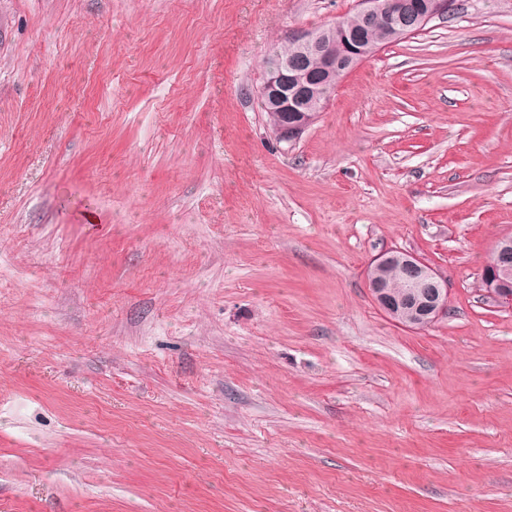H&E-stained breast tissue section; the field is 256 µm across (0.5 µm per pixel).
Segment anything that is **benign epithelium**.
<instances>
[{
  "mask_svg": "<svg viewBox=\"0 0 512 512\" xmlns=\"http://www.w3.org/2000/svg\"><path fill=\"white\" fill-rule=\"evenodd\" d=\"M452 0H358L360 18L370 23L385 20L391 35L405 38L423 30L429 22L447 15ZM299 57L287 58L269 71L259 95L270 110L278 113L276 136L295 141L316 121L327 104L321 84L337 82L346 72L374 57L384 45L352 39L336 29L302 31L291 36ZM399 275L402 292L385 276ZM481 283L485 294L512 308V234L499 237L484 265ZM368 291L377 306L409 329L429 325L448 316V282L435 268L416 254L392 248L375 256L366 278Z\"/></svg>",
  "mask_w": 512,
  "mask_h": 512,
  "instance_id": "1",
  "label": "benign epithelium"
}]
</instances>
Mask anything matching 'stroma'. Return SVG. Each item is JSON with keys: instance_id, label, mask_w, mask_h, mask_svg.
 Masks as SVG:
<instances>
[{"instance_id": "stroma-1", "label": "stroma", "mask_w": 512, "mask_h": 512, "mask_svg": "<svg viewBox=\"0 0 512 512\" xmlns=\"http://www.w3.org/2000/svg\"><path fill=\"white\" fill-rule=\"evenodd\" d=\"M356 0H0V512H512V0L341 77L265 60ZM448 280L410 330L389 248ZM481 283L485 294L495 302L512 308V234L499 237L484 265ZM400 285L394 287L395 275ZM368 291L377 306L403 326L418 329L448 316V282L435 268L416 254L392 248L375 256L366 278ZM394 288H404L397 292Z\"/></svg>"}]
</instances>
